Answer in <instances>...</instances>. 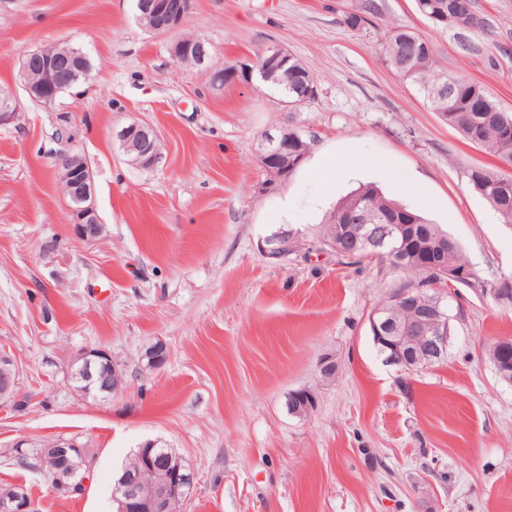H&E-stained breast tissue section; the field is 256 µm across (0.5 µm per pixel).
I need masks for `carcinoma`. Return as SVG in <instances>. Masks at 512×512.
Wrapping results in <instances>:
<instances>
[{
	"label": "carcinoma",
	"instance_id": "carcinoma-1",
	"mask_svg": "<svg viewBox=\"0 0 512 512\" xmlns=\"http://www.w3.org/2000/svg\"><path fill=\"white\" fill-rule=\"evenodd\" d=\"M421 14L442 29L460 31L482 28L484 18L475 10L474 0H416ZM380 6L374 0H358L344 23L359 29L371 22ZM385 61L399 76L413 82L448 126L456 129L469 143L489 151L502 162L512 163V114L504 111L481 85L464 78L449 75L437 66L432 45L414 32L392 27L384 35ZM268 52L257 55L261 78L271 83L282 100L305 105L315 96L314 79L294 56L282 59L278 67L266 64ZM296 145L280 157L278 167L283 174H291L298 167L296 159L304 157L311 141L294 131ZM470 188L484 198L499 214L501 221L512 228V177H503L493 168H474L468 172ZM368 210L375 218L372 230L381 234V225L403 216L410 224L425 231V236L407 239L397 244L403 255L385 253L379 259L395 269L415 276L385 304L394 318L401 322L412 319L409 310L399 306L397 298L405 291L419 295L421 304L433 303V284L441 275L432 264L446 259L448 265L459 269L469 266L458 245L438 225L429 222L417 212L385 198L377 188L366 185L336 205L325 216L319 244L336 246V250L360 264L365 259L361 243L355 234L344 229L349 216L357 209Z\"/></svg>",
	"mask_w": 512,
	"mask_h": 512
}]
</instances>
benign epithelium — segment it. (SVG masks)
<instances>
[{
    "instance_id": "1",
    "label": "benign epithelium",
    "mask_w": 512,
    "mask_h": 512,
    "mask_svg": "<svg viewBox=\"0 0 512 512\" xmlns=\"http://www.w3.org/2000/svg\"><path fill=\"white\" fill-rule=\"evenodd\" d=\"M194 0H179L170 4L169 0H139L138 10L144 18L157 21L150 30L157 34L167 35L180 32L187 23L193 10ZM188 51L196 61L197 68L211 71L210 63L214 50L205 41L188 42L177 38L170 45L171 56L179 61L183 51ZM43 64L35 70L31 66V58L22 60L21 75L26 93L32 101L44 106L54 102L56 94L66 82V77L78 80L88 75L84 56L78 50H72L64 56H55L42 51ZM256 61L251 58L237 60L226 67V74L231 77L250 75L254 71ZM213 73L218 79L224 74ZM288 126L278 128L276 134L265 136L259 159L268 180L275 181L281 177L280 170L275 167L277 157L288 150ZM126 155L134 156V164L140 167L153 165L160 157L158 148L159 136L147 124L134 122L122 128L118 133ZM57 168L65 183L64 195L69 201L71 221L75 224L76 233L86 239L93 240L103 231V225L95 203V185L92 171L87 161L78 153L62 152L57 157ZM371 217L365 213L356 219L357 234L364 242L366 251L371 256L379 254V250L392 241H397L407 234L409 225L393 222L383 225L382 237L374 238L368 227ZM295 235L288 231H279L267 236L259 244L260 253L269 260L286 261L293 254ZM441 278L437 282L439 288H452L454 282L467 280L472 270L450 269L441 266ZM374 343L386 362L398 365L408 372L426 368L443 361L448 355V312L442 301H436L432 307L424 310L415 322L399 323L390 316L386 309H376L369 318ZM109 356L104 349H90L80 354L74 366L76 370L68 375L71 382L79 383L76 390L85 396L99 401L112 398L117 392L116 386L104 379L98 371L99 360ZM147 366L157 368L166 360V346L159 340L150 345L144 354ZM18 376L12 359L0 355V401L12 397L17 386ZM316 407V396L309 389L291 392L288 409L291 413L302 416ZM158 441L150 440L142 447L152 452L158 451L157 459H148V465L136 472L125 474L112 488V501L117 504V512H185L194 486L193 475L182 467L181 457L171 448H157ZM78 444L62 436L55 439L52 452L61 465L55 467L52 484L57 494L69 496L79 494L85 489L86 477L78 473L92 468V464L84 458L74 457ZM151 480L153 492L146 496L142 487L145 480ZM34 504L27 490L20 487L11 496L0 499V512H32Z\"/></svg>"
}]
</instances>
